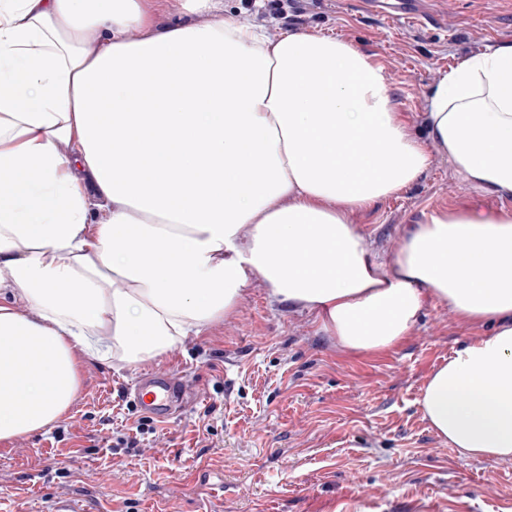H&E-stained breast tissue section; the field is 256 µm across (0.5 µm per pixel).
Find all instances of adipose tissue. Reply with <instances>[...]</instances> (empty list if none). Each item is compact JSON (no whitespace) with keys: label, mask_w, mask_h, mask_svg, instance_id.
Listing matches in <instances>:
<instances>
[{"label":"adipose tissue","mask_w":512,"mask_h":512,"mask_svg":"<svg viewBox=\"0 0 512 512\" xmlns=\"http://www.w3.org/2000/svg\"><path fill=\"white\" fill-rule=\"evenodd\" d=\"M152 26L149 0H0V440L58 422L84 359L158 357L257 276L352 353L395 349L430 299L488 327L419 404L459 455L512 460V212H432L385 265L346 213L429 157L380 64L317 32ZM426 124L474 188L512 196V43L460 58Z\"/></svg>","instance_id":"obj_1"}]
</instances>
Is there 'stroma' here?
<instances>
[{"label":"stroma","instance_id":"stroma-1","mask_svg":"<svg viewBox=\"0 0 512 512\" xmlns=\"http://www.w3.org/2000/svg\"><path fill=\"white\" fill-rule=\"evenodd\" d=\"M216 0L188 16L186 0H153V29L191 18H233L269 43L287 30L356 45L383 67L409 130L426 138L429 165L412 184L348 213L368 250L393 263L403 234L438 210L512 211V198L475 190L428 140L427 92L464 56L512 42V0ZM437 302L395 350L342 352L312 314L274 301L252 278L234 310L138 366L85 360L77 398L51 428L0 440V506L50 512L82 499L88 512H512V460L460 456L424 418L431 374L484 335ZM179 374L194 396L155 422L136 452L113 453V432L142 414L127 399L142 374Z\"/></svg>","mask_w":512,"mask_h":512}]
</instances>
